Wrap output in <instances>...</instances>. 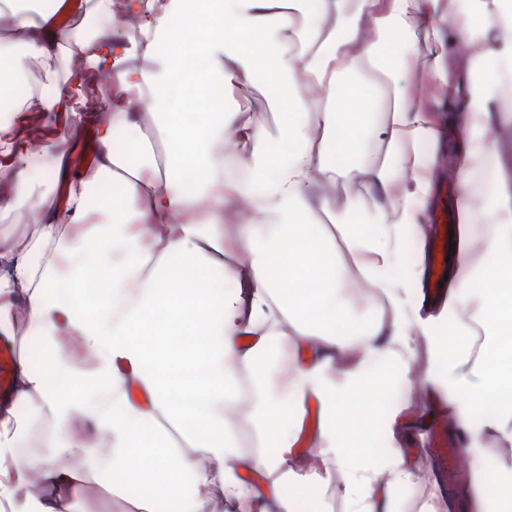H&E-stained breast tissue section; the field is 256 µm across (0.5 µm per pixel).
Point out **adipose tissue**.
Returning <instances> with one entry per match:
<instances>
[{"label":"adipose tissue","mask_w":512,"mask_h":512,"mask_svg":"<svg viewBox=\"0 0 512 512\" xmlns=\"http://www.w3.org/2000/svg\"><path fill=\"white\" fill-rule=\"evenodd\" d=\"M197 2L191 13L186 0H129L132 14L148 7L161 15L131 48L99 27L112 16V0H86L71 30L25 0H0L15 30L0 37V96L9 95L30 58L43 69L42 84L16 101L17 114L68 113L57 87L81 84L83 72L67 66L73 55L110 79L97 158L69 180L64 203L37 193L41 171L28 145L5 144L26 163L0 169V181L15 200H35L49 219L22 238L0 279V336L20 343L12 402L0 409V512H80L88 478L102 473L113 495L140 487L124 512H153L161 496L171 512H201L217 489L232 512H333L325 491L334 474L344 512H400L396 492L412 474L398 454L379 460L340 436L355 429L349 399L385 387L381 364L408 350L418 326L413 290L397 270L406 231L426 221L432 160L409 161V152L452 133L465 186L495 147L487 128L512 129V111L501 105L512 83V0H456L452 14L444 0H318L314 10L308 0ZM464 42L480 48L488 72L482 85L458 72L474 61L461 57ZM194 56L202 65L187 70ZM413 68L440 96L468 99L459 126L435 123L424 96L398 87V73ZM260 71L274 75L288 103L279 123L239 107L209 114L202 126L185 123L181 92L193 81L244 96ZM358 74L367 78L365 97L341 96L343 80ZM377 93L389 114L380 158L368 153L366 138L369 98ZM142 103L155 121H133L131 108ZM128 135L138 143L133 160L118 146ZM357 181L397 195L398 206L370 208L354 194L336 206V185ZM229 201L249 206L237 231L245 265L224 261L217 213ZM199 209L204 218H194ZM322 215L327 223H319ZM339 233L384 309L357 311L339 288L332 247ZM471 235L463 225L452 276L460 288L476 275L488 287L475 311L469 297L449 299L448 319L461 340L432 346L446 371L448 403L469 435L473 508L488 512L512 493V471L488 483L473 416L484 412V428L512 443V342L493 339L476 353L463 339L478 321L512 328V224L491 222L478 253ZM85 254L105 260V288L91 301ZM202 266L232 293L217 298L209 282L190 279ZM181 333L189 343L175 342ZM32 335L44 341L39 370L29 359ZM65 336L90 344L92 368L64 354ZM338 360L345 367L336 384L328 371ZM52 375L69 381V395L48 388ZM244 393L255 426L251 451L228 420ZM311 400L323 420L316 450L323 472L295 476L288 460ZM21 407L57 422L43 441L50 455L25 452ZM75 416L92 434L111 436L109 452L94 448L90 436L63 432ZM147 421L157 429L145 443L139 432ZM272 433L277 451L270 454L263 447ZM145 454L150 463L137 464ZM74 458L82 470L71 466Z\"/></svg>","instance_id":"obj_1"}]
</instances>
